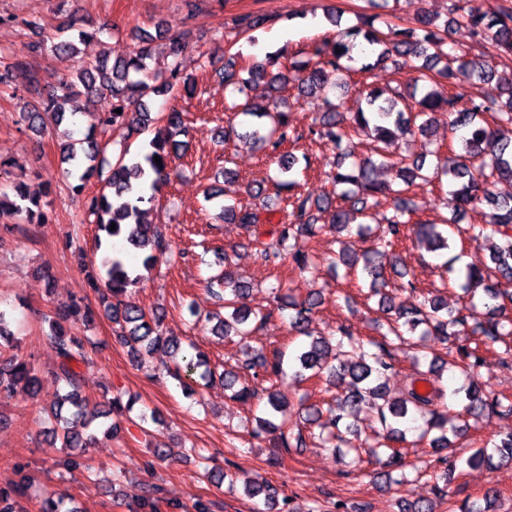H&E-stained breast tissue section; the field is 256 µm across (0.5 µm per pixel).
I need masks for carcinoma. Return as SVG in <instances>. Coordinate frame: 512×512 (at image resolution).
<instances>
[{
    "label": "carcinoma",
    "mask_w": 512,
    "mask_h": 512,
    "mask_svg": "<svg viewBox=\"0 0 512 512\" xmlns=\"http://www.w3.org/2000/svg\"><path fill=\"white\" fill-rule=\"evenodd\" d=\"M372 12L358 14L360 24L342 32L333 47L325 43L312 45L306 61L291 67L281 66L284 52L266 55L264 61L250 67L241 66L240 52L227 51L224 64L214 70V75L231 93L244 97L235 103L232 111L250 118L248 127L240 132L232 123L224 127L222 142L240 140L254 149L273 152L283 145L297 144L304 136L333 146L337 150L334 171L328 174L334 186V194L312 200L295 194L287 203L285 212L288 222L279 224L271 232V242L260 250L261 257L273 264H291L304 272L317 266L309 243L319 235L330 231L342 233L353 228L360 234L373 238L372 248L362 256L344 254L340 261L346 267V275L357 280L370 279V293L379 297L378 311L384 315L387 331L379 340L364 342L346 331L348 343L333 342L330 336L314 334L311 328L312 312L317 305L314 293L295 305V314L288 322L289 333L304 336L307 342L296 357L295 376L308 379L306 373L320 378L327 375L340 393L328 404V411L335 413L333 425L336 432L332 439L336 447L346 445L357 451L358 435L351 425L340 426L344 414L349 411L373 413L382 427L374 442L367 444L366 454L386 467L382 472L385 483H391V469L403 465V452L394 444L406 441V424L420 417L425 428L420 439H429L432 448L447 449L454 440L464 436L469 428V418L491 409L502 415H512V403H503L497 397L486 395L476 379L478 368L484 362V353L504 346L502 360L512 361V194L495 193L504 180L512 185V67L499 60H512V0H452L444 20L430 14H421L408 25L386 23V30L375 27L381 14L378 8L386 7L387 0H366ZM271 19L256 13H243L235 17L234 24L243 35L265 27ZM454 28H465L475 43L483 48L478 57L459 54L449 46L448 33ZM60 30L66 37L50 47L58 59L69 63L67 74L59 82L57 91L28 108L22 114L23 121L32 129L44 127L50 120L59 138L62 162H78L85 166L79 183L73 186L77 194L84 189L87 176L109 168L101 191L89 198L86 210L94 217L99 231L110 239L123 237L135 250L149 249L144 254L142 267L148 271L171 251V244L154 224L144 221V204L154 199V193L168 185L177 176L176 159L171 146L183 144L189 136V127L182 113L173 109L152 119L145 99L183 91L191 96L196 90L195 79L183 73L180 56L189 43L190 32L168 38L170 64L163 74L149 71L154 37H163L161 28L156 35L138 31L140 51L133 56L123 54L115 46H109L93 60H86L78 50L96 35L75 16L64 20ZM411 56L421 60L418 75L404 88L384 96L377 89H364L366 107L354 112L342 110V105L328 103L329 110L313 119L308 132H299L291 123L286 100L258 104L245 98L248 87L263 81L273 91L293 81L300 92L308 96L323 91L331 84V78L339 77L355 69L369 71L394 57ZM15 71L25 72L31 84L39 83L38 73L25 69L21 61H0V82L10 78ZM496 81L504 98L477 100L466 93V88L481 82ZM86 105L100 108L98 124L102 129L121 127L128 133H139L154 128V135L136 153L129 148L120 151L114 161L105 157L104 148L90 129L82 139H74L67 128L65 105L80 98ZM121 113H116V110ZM448 113V131L461 132L453 149V157L447 158L434 151L437 163L430 169L425 160L411 154L390 155L386 148L395 143L409 147L410 137L418 133L427 135L436 122V113ZM366 136L371 140L370 154L357 157L356 139ZM161 158V164L154 157ZM352 160L351 168H344L346 160ZM298 163L295 154L279 156V178L275 185L293 188L294 169ZM383 168L395 173L398 184L379 179ZM446 180L456 199V209L466 211L487 203L489 212L482 224L462 226L457 222L412 223L416 206L406 194L416 180ZM47 203L29 192L23 182L14 186V197L0 195V227L8 231L11 225L22 219L28 224L41 226L48 220L44 207ZM224 222L240 224L254 234L248 239L259 240L256 226L258 214L248 208L233 205L223 207ZM116 229H111V225ZM428 243L433 251L448 250L451 243L469 240L490 246L492 266L482 270L470 268L465 272V303L450 309L440 296L429 294L417 303L395 302L385 292V273L390 270L400 278L406 275L401 258L395 253L396 245L408 236V232ZM141 279L137 268L128 261L126 252L110 248L101 268L88 273L90 288L98 293L99 304L112 322L120 325L115 340L129 348L136 361L163 344L181 361L174 362L169 375L179 385L189 387L193 382L204 387L214 379L224 382L230 398L240 402L257 400L264 402V416L257 419L259 431L276 434L277 447L287 452L292 448L307 447L301 428L292 422L287 394L274 389L259 396L243 379L248 375L278 379L283 374L284 353L280 350L268 357L262 352L250 354L248 340L253 338L256 327L251 322L263 323L272 311L250 308L245 303L246 286L234 278L232 270L224 269V309L227 317L214 326L219 336H237L243 343L245 358L224 369L220 374L211 368L208 356L195 348V354L181 355L182 342L164 335L161 318H146L132 301L131 288ZM93 306L73 299L56 306L50 320L48 340L56 356L55 376L64 382L67 391L62 398L61 409L50 412L52 436L67 450L65 463L77 467L93 442L94 436L84 429L97 420L105 432L117 429V424L104 423L110 417H121L132 410V401H123L115 395L108 399V409L90 406L80 389L79 365L89 361L84 342L69 333L66 324L77 321L90 324L94 321ZM424 327L423 335L447 341L456 336H477L475 346L459 345L448 349V358H433L427 373L438 376L452 366L469 374V383L463 388L466 404L453 412L437 406L443 392L433 386L424 390L416 384L409 385L403 397L389 398L382 379L394 368L395 351L408 343L406 334H413ZM40 378L34 367L17 357L0 362V399L10 398L18 387L34 391ZM512 461V429L496 441H484L465 460V464L485 466L492 471L497 463ZM245 495L263 497L268 505L276 504V490L268 485H258L243 479ZM24 494L23 481L8 488H0V512H18V497ZM498 491L490 487L484 495V508L476 509L463 502L459 512H491ZM178 512L182 505L176 499H164L151 495L141 499L139 512H160L161 506Z\"/></svg>",
    "instance_id": "obj_1"
}]
</instances>
